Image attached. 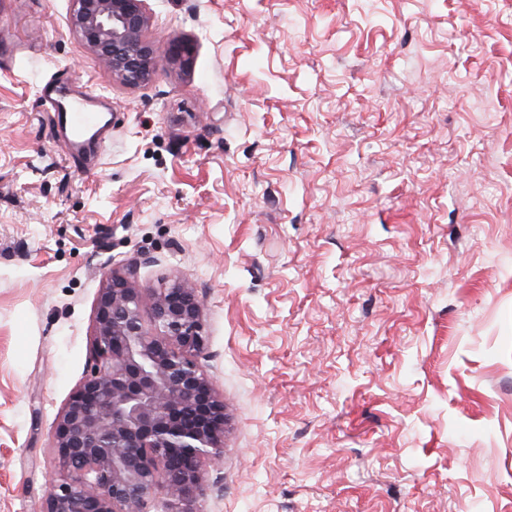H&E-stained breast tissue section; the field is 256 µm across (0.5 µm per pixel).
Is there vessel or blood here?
<instances>
[{
    "label": "vessel or blood",
    "mask_w": 512,
    "mask_h": 512,
    "mask_svg": "<svg viewBox=\"0 0 512 512\" xmlns=\"http://www.w3.org/2000/svg\"><path fill=\"white\" fill-rule=\"evenodd\" d=\"M43 99L52 111L57 112L59 132L67 139L73 151L84 152L88 137L106 140L111 109L91 88L76 91L48 84L43 88Z\"/></svg>",
    "instance_id": "b4317fda"
}]
</instances>
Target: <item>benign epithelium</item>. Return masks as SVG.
<instances>
[{
  "label": "benign epithelium",
  "mask_w": 512,
  "mask_h": 512,
  "mask_svg": "<svg viewBox=\"0 0 512 512\" xmlns=\"http://www.w3.org/2000/svg\"><path fill=\"white\" fill-rule=\"evenodd\" d=\"M71 30L128 86L150 82L158 47L147 0H71ZM194 45L175 40L167 59L191 66ZM131 271H111L95 302L93 354L58 416L60 476L41 512H146L164 493L169 512H196L201 466L224 455V399L201 369V302L182 276L153 290L150 322Z\"/></svg>",
  "instance_id": "benign-epithelium-1"
}]
</instances>
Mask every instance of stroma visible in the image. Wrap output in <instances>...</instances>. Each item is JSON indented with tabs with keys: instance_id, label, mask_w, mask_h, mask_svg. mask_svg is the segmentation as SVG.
Listing matches in <instances>:
<instances>
[{
	"instance_id": "obj_1",
	"label": "stroma",
	"mask_w": 512,
	"mask_h": 512,
	"mask_svg": "<svg viewBox=\"0 0 512 512\" xmlns=\"http://www.w3.org/2000/svg\"><path fill=\"white\" fill-rule=\"evenodd\" d=\"M124 86L0 0V512H41L111 270L181 275L224 457L199 512H512V0H148ZM112 109L78 158L41 97ZM194 45L188 40H175L168 46L167 59L179 64L182 68H189L193 61Z\"/></svg>"
}]
</instances>
